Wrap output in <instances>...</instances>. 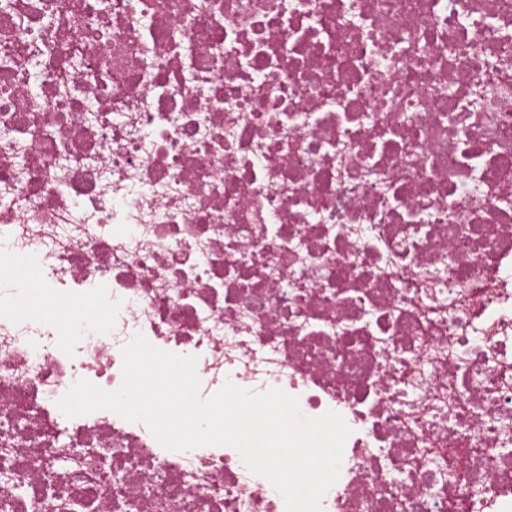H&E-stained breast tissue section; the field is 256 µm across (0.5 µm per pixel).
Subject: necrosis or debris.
I'll return each mask as SVG.
<instances>
[{
	"label": "necrosis or debris",
	"instance_id": "1",
	"mask_svg": "<svg viewBox=\"0 0 512 512\" xmlns=\"http://www.w3.org/2000/svg\"><path fill=\"white\" fill-rule=\"evenodd\" d=\"M0 268V512H286L60 411L138 334L339 413L322 512H512V0H0Z\"/></svg>",
	"mask_w": 512,
	"mask_h": 512
}]
</instances>
